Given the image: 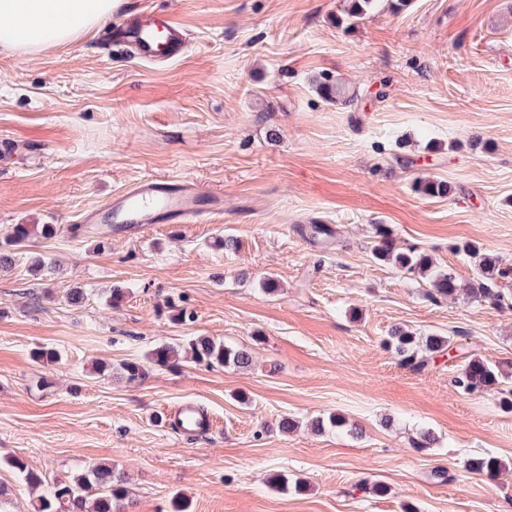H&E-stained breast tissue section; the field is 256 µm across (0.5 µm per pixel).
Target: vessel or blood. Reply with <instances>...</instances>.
<instances>
[{
    "label": "vessel or blood",
    "instance_id": "b4317fda",
    "mask_svg": "<svg viewBox=\"0 0 512 512\" xmlns=\"http://www.w3.org/2000/svg\"><path fill=\"white\" fill-rule=\"evenodd\" d=\"M121 42L146 62L175 61L188 49L182 24L167 13L141 10L121 24ZM223 194L188 179L145 178L128 185L99 206L85 210L81 226L111 225L117 235L133 237L154 224H189L223 213ZM178 431L187 437L210 432L208 416L186 404L176 413Z\"/></svg>",
    "mask_w": 512,
    "mask_h": 512
}]
</instances>
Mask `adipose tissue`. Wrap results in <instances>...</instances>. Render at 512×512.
Here are the masks:
<instances>
[{
  "label": "adipose tissue",
  "mask_w": 512,
  "mask_h": 512,
  "mask_svg": "<svg viewBox=\"0 0 512 512\" xmlns=\"http://www.w3.org/2000/svg\"><path fill=\"white\" fill-rule=\"evenodd\" d=\"M124 0H0V50L35 57L112 20Z\"/></svg>",
  "instance_id": "obj_1"
}]
</instances>
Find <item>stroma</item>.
I'll return each instance as SVG.
<instances>
[{
  "label": "stroma",
  "mask_w": 512,
  "mask_h": 512,
  "mask_svg": "<svg viewBox=\"0 0 512 512\" xmlns=\"http://www.w3.org/2000/svg\"><path fill=\"white\" fill-rule=\"evenodd\" d=\"M346 0H127L168 11L189 51L155 65L117 51L108 27L35 58L0 54V241L16 224H57L0 270V512L31 493L4 465L16 455L45 484L109 462L128 479L129 512H512V412L494 392L461 393L459 360L401 367L393 327L451 337L512 363L508 305L434 299L428 280L375 261L374 227L429 254L461 283L466 243L512 264V0H377L353 28ZM327 75L359 92L326 101ZM480 136L485 149L469 145ZM412 167L399 165L400 153ZM446 180L428 199L417 176ZM190 178L223 192L202 223L157 224L137 238L73 239L80 214L143 177ZM336 233L328 249L301 224ZM239 242L224 251V236ZM42 255L51 269L29 271ZM280 290H263L265 278ZM81 287V303L65 302ZM124 288L120 305L111 288ZM207 336L252 348L251 368L188 362L127 381L93 362L141 359L161 343ZM59 352L38 363L34 348ZM214 420L209 435L173 429L174 406ZM357 424L318 433L312 418ZM295 430L279 431L283 416ZM436 443L413 447L420 429ZM279 473L296 493L272 489ZM388 491L375 493L374 483ZM465 467L470 473L484 475L491 479L499 476L507 467L510 469L503 460L489 454L469 458Z\"/></svg>",
  "instance_id": "1"
}]
</instances>
